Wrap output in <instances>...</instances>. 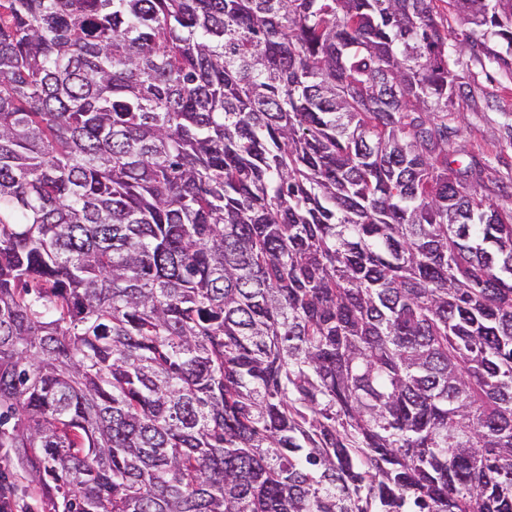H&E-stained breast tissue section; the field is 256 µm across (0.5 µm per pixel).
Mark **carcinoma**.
Instances as JSON below:
<instances>
[{"mask_svg":"<svg viewBox=\"0 0 512 512\" xmlns=\"http://www.w3.org/2000/svg\"><path fill=\"white\" fill-rule=\"evenodd\" d=\"M512 0H0V448L48 512H512V209L450 149Z\"/></svg>","mask_w":512,"mask_h":512,"instance_id":"1","label":"carcinoma"}]
</instances>
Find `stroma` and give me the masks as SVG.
I'll return each instance as SVG.
<instances>
[{
  "label": "stroma",
  "mask_w": 512,
  "mask_h": 512,
  "mask_svg": "<svg viewBox=\"0 0 512 512\" xmlns=\"http://www.w3.org/2000/svg\"><path fill=\"white\" fill-rule=\"evenodd\" d=\"M457 72L463 94L448 117L450 144L464 146L484 166L489 200L512 208V72L469 51Z\"/></svg>",
  "instance_id": "obj_1"
}]
</instances>
